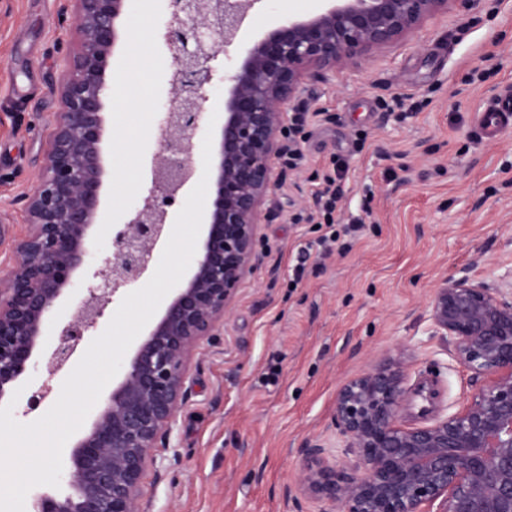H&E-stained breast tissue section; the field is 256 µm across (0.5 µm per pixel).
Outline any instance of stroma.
Returning <instances> with one entry per match:
<instances>
[{
	"label": "stroma",
	"instance_id": "stroma-1",
	"mask_svg": "<svg viewBox=\"0 0 512 512\" xmlns=\"http://www.w3.org/2000/svg\"><path fill=\"white\" fill-rule=\"evenodd\" d=\"M65 0H0V281L27 216L12 205L46 162L59 108L53 83L65 71L76 29L57 24ZM139 47L116 56L103 143L102 201L112 225L139 201L159 151L158 110L170 103V55L158 33L169 0H131ZM325 0H261L232 55L276 21L320 12ZM512 95V0H478L426 18L411 34L323 80L305 82L307 119L297 145L306 162L288 171L261 227L256 271L238 290L220 336L195 350L185 401L142 479L143 512H323L299 489L316 446L338 439L337 388L371 362L407 350L405 425L458 411L470 372L445 339L431 335L426 309L443 278L496 285L512 268V128L481 138L478 112ZM26 114L15 128L13 114ZM343 162L342 219L362 232L332 252L315 226L314 193ZM307 251L302 276L294 270ZM66 373L28 371L12 414L27 424L58 400ZM42 402L31 397L43 384Z\"/></svg>",
	"mask_w": 512,
	"mask_h": 512
}]
</instances>
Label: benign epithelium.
<instances>
[{"mask_svg": "<svg viewBox=\"0 0 512 512\" xmlns=\"http://www.w3.org/2000/svg\"><path fill=\"white\" fill-rule=\"evenodd\" d=\"M129 0H73L63 21L79 34L56 81L59 110L46 163L31 192L13 200L29 230L18 240L0 285V402L46 358L48 379L104 323L114 297L140 284L167 239L169 208L193 177L189 157L209 88L224 99L214 198L191 276L174 289L142 338L121 382L71 452L70 492H45L30 512H139L151 451L163 443L185 395L190 358L220 335L237 290L259 261L265 208L284 175L285 112L299 108L302 85L336 65L388 46L448 3L475 0H332L304 20L287 19L224 71V54L262 0H170L160 37L170 52L175 106L156 127L159 153L131 218L112 239V255L88 262L89 237L106 224L101 195L105 110L114 51L130 33ZM85 273L75 312L53 323L74 276ZM428 320L475 380L463 407L419 427L402 424L405 352L376 361L336 392L333 419L345 454L336 466L315 449L303 464V494L328 512H512V279L490 288L448 277L433 291Z\"/></svg>", "mask_w": 512, "mask_h": 512, "instance_id": "benign-epithelium-1", "label": "benign epithelium"}]
</instances>
